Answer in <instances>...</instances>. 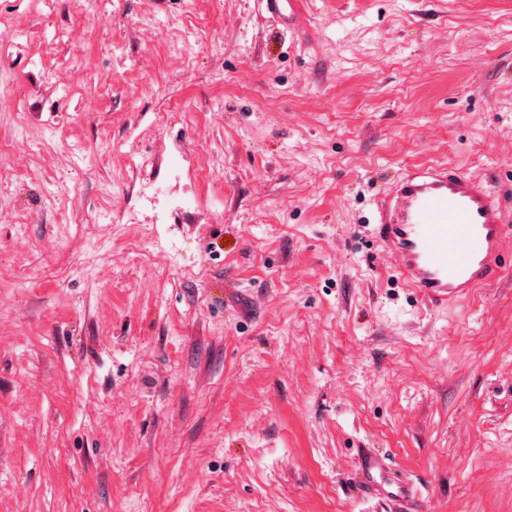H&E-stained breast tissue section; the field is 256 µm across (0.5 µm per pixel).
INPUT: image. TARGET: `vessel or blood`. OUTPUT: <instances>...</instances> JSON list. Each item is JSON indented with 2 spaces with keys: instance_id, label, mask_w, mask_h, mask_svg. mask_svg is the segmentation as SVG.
<instances>
[{
  "instance_id": "vessel-or-blood-1",
  "label": "vessel or blood",
  "mask_w": 512,
  "mask_h": 512,
  "mask_svg": "<svg viewBox=\"0 0 512 512\" xmlns=\"http://www.w3.org/2000/svg\"><path fill=\"white\" fill-rule=\"evenodd\" d=\"M374 234L407 288L432 306L468 297L496 280L508 230L502 196L486 178L418 164L374 201ZM382 459L365 451L356 471L373 488Z\"/></svg>"
}]
</instances>
